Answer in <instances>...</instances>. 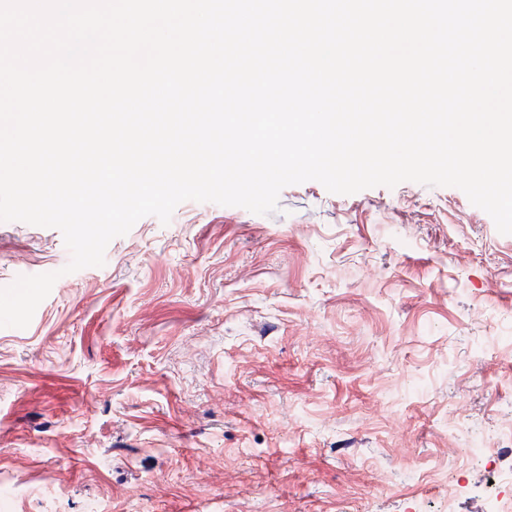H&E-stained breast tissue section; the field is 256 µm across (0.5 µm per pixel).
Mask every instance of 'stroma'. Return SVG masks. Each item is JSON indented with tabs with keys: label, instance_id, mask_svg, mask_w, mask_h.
<instances>
[{
	"label": "stroma",
	"instance_id": "stroma-1",
	"mask_svg": "<svg viewBox=\"0 0 512 512\" xmlns=\"http://www.w3.org/2000/svg\"><path fill=\"white\" fill-rule=\"evenodd\" d=\"M0 222V512H488L512 426V234L454 187L186 201L105 264Z\"/></svg>",
	"mask_w": 512,
	"mask_h": 512
}]
</instances>
